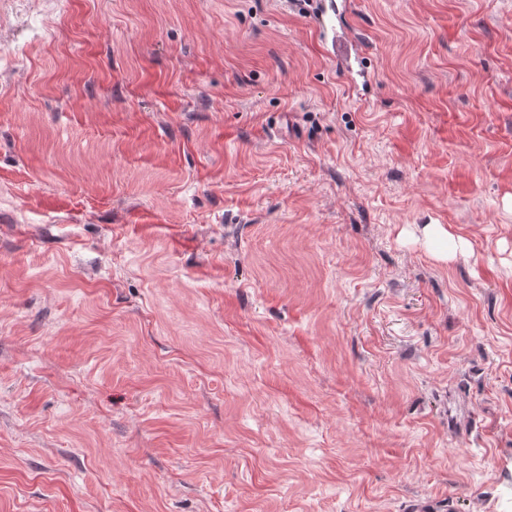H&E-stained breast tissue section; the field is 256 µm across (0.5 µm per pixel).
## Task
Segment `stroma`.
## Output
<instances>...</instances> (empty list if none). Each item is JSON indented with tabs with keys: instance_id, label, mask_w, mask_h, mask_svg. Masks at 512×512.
Listing matches in <instances>:
<instances>
[{
	"instance_id": "1",
	"label": "stroma",
	"mask_w": 512,
	"mask_h": 512,
	"mask_svg": "<svg viewBox=\"0 0 512 512\" xmlns=\"http://www.w3.org/2000/svg\"><path fill=\"white\" fill-rule=\"evenodd\" d=\"M347 34L0 0V512H512V0ZM423 234L428 243L432 239L441 245V250L435 252V256L442 260L454 258L457 253L463 250L462 241L460 239L455 240L454 235L442 225L426 224L423 228Z\"/></svg>"
}]
</instances>
